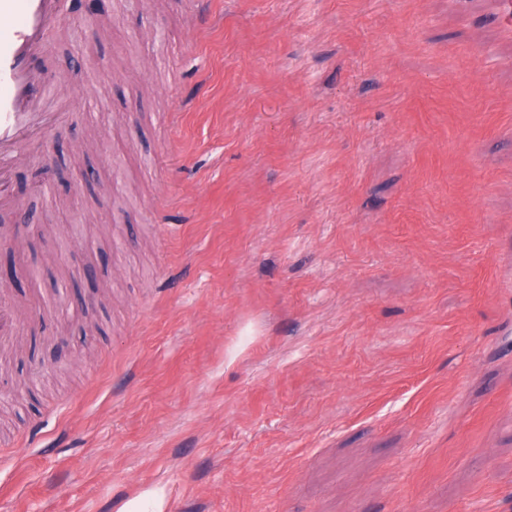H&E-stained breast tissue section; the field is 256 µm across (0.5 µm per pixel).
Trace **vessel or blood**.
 I'll return each instance as SVG.
<instances>
[{"instance_id":"vessel-or-blood-1","label":"vessel or blood","mask_w":512,"mask_h":512,"mask_svg":"<svg viewBox=\"0 0 512 512\" xmlns=\"http://www.w3.org/2000/svg\"><path fill=\"white\" fill-rule=\"evenodd\" d=\"M63 10L64 0H0V215L19 208L9 176L24 147L68 118L70 99L49 100L33 65ZM16 329L15 310L1 299L0 343L10 341Z\"/></svg>"}]
</instances>
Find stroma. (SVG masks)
I'll list each match as a JSON object with an SVG mask.
<instances>
[{
  "label": "stroma",
  "mask_w": 512,
  "mask_h": 512,
  "mask_svg": "<svg viewBox=\"0 0 512 512\" xmlns=\"http://www.w3.org/2000/svg\"><path fill=\"white\" fill-rule=\"evenodd\" d=\"M38 63L0 512H512V0H66Z\"/></svg>",
  "instance_id": "stroma-1"
}]
</instances>
